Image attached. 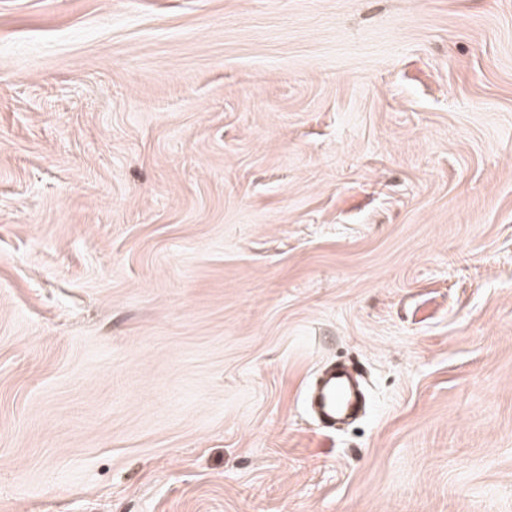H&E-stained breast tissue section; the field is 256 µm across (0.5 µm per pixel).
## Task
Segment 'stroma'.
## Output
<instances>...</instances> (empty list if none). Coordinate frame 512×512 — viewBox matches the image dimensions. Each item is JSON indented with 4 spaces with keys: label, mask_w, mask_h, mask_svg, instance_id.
Returning <instances> with one entry per match:
<instances>
[{
    "label": "stroma",
    "mask_w": 512,
    "mask_h": 512,
    "mask_svg": "<svg viewBox=\"0 0 512 512\" xmlns=\"http://www.w3.org/2000/svg\"><path fill=\"white\" fill-rule=\"evenodd\" d=\"M0 512H512V0H0ZM312 405L319 412L321 420L332 426L337 417L350 412L359 401L351 373L343 367L333 368L315 388Z\"/></svg>",
    "instance_id": "stroma-1"
}]
</instances>
